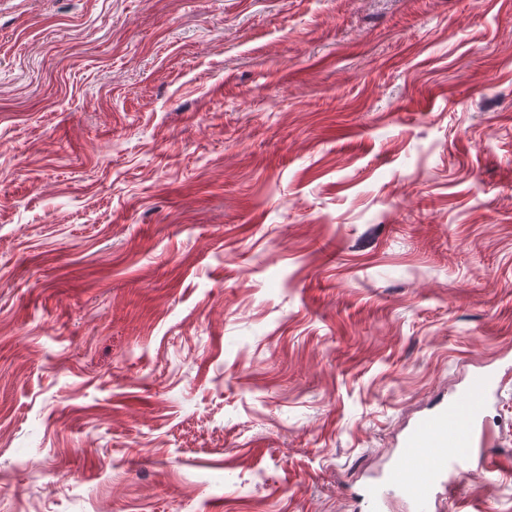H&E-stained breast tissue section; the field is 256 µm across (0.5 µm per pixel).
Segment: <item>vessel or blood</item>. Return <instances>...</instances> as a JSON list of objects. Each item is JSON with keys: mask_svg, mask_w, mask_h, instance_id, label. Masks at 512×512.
Masks as SVG:
<instances>
[{"mask_svg": "<svg viewBox=\"0 0 512 512\" xmlns=\"http://www.w3.org/2000/svg\"><path fill=\"white\" fill-rule=\"evenodd\" d=\"M496 386L495 376L476 377L465 396L419 419L405 434L399 463L385 485L365 487L361 501L368 512H381L389 492L398 490L408 494L415 512H431L437 487L453 493L462 474L494 473L493 460L474 446L482 410Z\"/></svg>", "mask_w": 512, "mask_h": 512, "instance_id": "vessel-or-blood-1", "label": "vessel or blood"}]
</instances>
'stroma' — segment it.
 I'll return each mask as SVG.
<instances>
[{
    "instance_id": "1",
    "label": "stroma",
    "mask_w": 512,
    "mask_h": 512,
    "mask_svg": "<svg viewBox=\"0 0 512 512\" xmlns=\"http://www.w3.org/2000/svg\"><path fill=\"white\" fill-rule=\"evenodd\" d=\"M512 512V0H0V512ZM495 376L476 377L465 396L419 419L405 434L398 465L389 472V492L404 490L416 512H430L436 489L457 491L464 473L486 476L496 471L492 459L474 450L482 410L495 392Z\"/></svg>"
}]
</instances>
